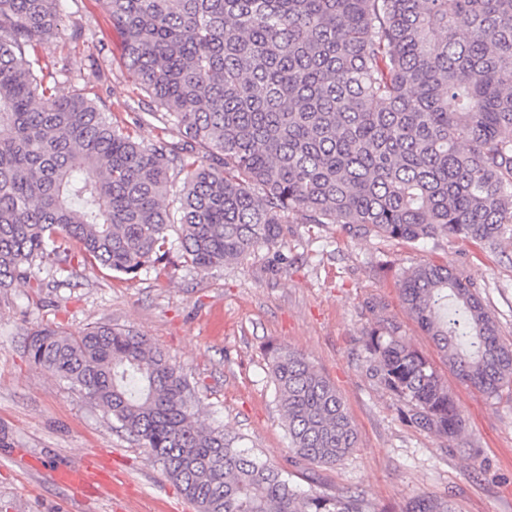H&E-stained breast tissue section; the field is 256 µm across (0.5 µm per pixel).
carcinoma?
I'll return each instance as SVG.
<instances>
[{
    "label": "carcinoma",
    "mask_w": 512,
    "mask_h": 512,
    "mask_svg": "<svg viewBox=\"0 0 512 512\" xmlns=\"http://www.w3.org/2000/svg\"><path fill=\"white\" fill-rule=\"evenodd\" d=\"M59 2L0 0L1 290L62 242L70 276L162 271L174 224L200 272L275 246L294 222L410 243L512 239V0H102L145 111L177 141L139 140L101 98L57 93L40 50ZM399 293L461 381L489 397L512 388V343L469 282L424 262ZM366 349L411 424L461 434L453 397L398 327ZM25 351L133 435L195 512H373L291 485L201 423L194 388L144 336L42 326ZM267 358L288 464L345 460L358 435L336 387L287 346ZM403 512L454 508L422 498Z\"/></svg>",
    "instance_id": "obj_1"
}]
</instances>
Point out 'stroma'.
<instances>
[{"mask_svg":"<svg viewBox=\"0 0 512 512\" xmlns=\"http://www.w3.org/2000/svg\"><path fill=\"white\" fill-rule=\"evenodd\" d=\"M62 26L85 29L83 42L54 40L65 64L58 91L82 89L105 37L110 50L97 91L114 123L145 140L176 134L140 112L143 94L128 76L100 0H61ZM431 260L469 281L512 342V241L483 248L454 237L414 246L338 224H285L280 242L238 264L200 273L175 265L136 278L99 266L58 274L50 256L36 280L0 291V512H185L188 503L159 464L112 417L67 382L30 363L27 333L53 326L80 335L94 325L150 337L195 389L203 422L227 428L239 445L285 466L288 433L275 399L269 344L304 353L343 396L358 431L343 462L295 472L293 484L321 493L364 495L375 512H401L420 498L456 512H512V393L488 397L438 371L465 420L448 439L411 426L403 404L369 374L366 334L392 323L429 360L438 355L403 308L405 270ZM112 455L120 504L46 482L39 465L74 467L85 452Z\"/></svg>","mask_w":512,"mask_h":512,"instance_id":"35a3bbf8","label":"stroma"}]
</instances>
